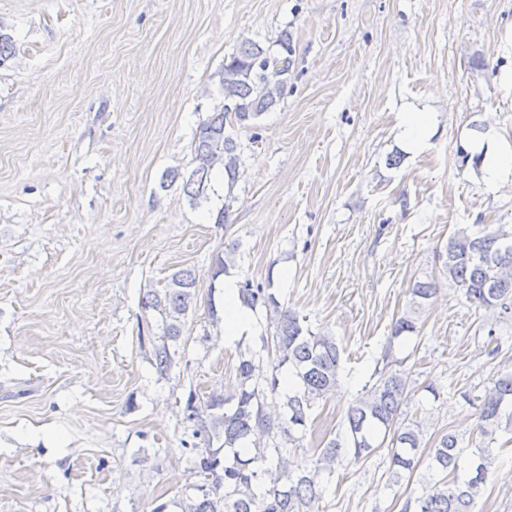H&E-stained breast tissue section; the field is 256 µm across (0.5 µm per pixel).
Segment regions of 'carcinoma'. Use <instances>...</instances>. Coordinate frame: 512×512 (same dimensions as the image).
<instances>
[{"label":"carcinoma","instance_id":"obj_1","mask_svg":"<svg viewBox=\"0 0 512 512\" xmlns=\"http://www.w3.org/2000/svg\"><path fill=\"white\" fill-rule=\"evenodd\" d=\"M285 54L275 55L260 43L246 40L224 60L220 80L224 102L202 124L194 145L196 168L185 181L184 192L192 205L210 200L217 194L211 185V173L220 167L227 177L224 203L217 210L215 223L226 224L233 187L239 178V145L225 134L228 126L254 128L259 118L280 101L288 79L291 61L288 38L281 39ZM235 249L217 252L212 264V280L227 271ZM439 278L416 281L409 288V306L392 325L387 339L383 366L375 369V382L356 398L344 416L343 439L329 440L320 449L312 466L296 473L292 463L274 448L277 459L267 458L261 440L278 433L295 442L296 432L306 430L310 410L317 400L335 394L339 385L340 350L336 338L313 333L303 325L299 314L280 305L275 295L261 283L248 278L240 284L244 302L273 311L274 332L261 337V349L273 351L277 365L271 375L264 374L254 359H242L235 394L210 396L200 402L188 396L186 419L194 422L193 441L182 442L195 453L194 473L200 481L193 485L194 498L186 512H319L323 497L322 471H334L341 457L357 463L378 448L388 450L392 474L413 473L422 460L438 480L418 497H407L399 512H475L476 498L486 484L497 434L512 433V372L498 373L489 379L477 415L479 444L469 459L462 458L460 440L451 431H442L428 440L423 436V421L407 418L409 373L405 360L394 357V344L402 336L418 332L419 312L441 286V280L461 290L476 307L495 316L487 331L488 356L502 352L495 325L512 320V227L506 224H474L458 228L443 247L436 250ZM196 277L189 269L175 272L164 294H153L144 306L163 312L169 322L166 335L180 334L181 318L196 297ZM155 366L166 373L172 365L167 345L154 351ZM288 366L298 379L300 391L288 397V426L267 415L260 401L259 385L275 391L279 386L277 370ZM223 413H218V410ZM224 434V447L233 449L232 457L220 456L221 449L210 447V434ZM249 443L256 453L241 457L235 447ZM471 472L460 479L462 470Z\"/></svg>","mask_w":512,"mask_h":512}]
</instances>
